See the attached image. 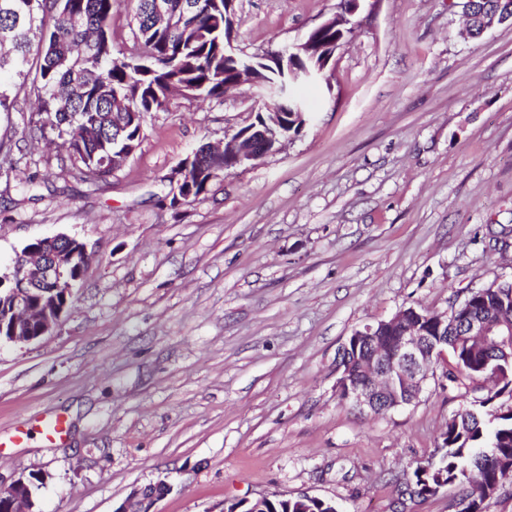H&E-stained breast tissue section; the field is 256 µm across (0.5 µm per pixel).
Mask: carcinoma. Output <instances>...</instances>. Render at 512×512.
I'll list each match as a JSON object with an SVG mask.
<instances>
[{"label":"carcinoma","instance_id":"1","mask_svg":"<svg viewBox=\"0 0 512 512\" xmlns=\"http://www.w3.org/2000/svg\"><path fill=\"white\" fill-rule=\"evenodd\" d=\"M131 25L135 50L114 51V0H0V76L5 72L37 90L36 129L52 133L71 167L85 177L112 175V152L140 145L144 130L123 120L122 112L146 116L168 110L181 90L190 99L221 102L224 86L233 83L241 63L266 68L264 102L288 107V95L271 90L279 83L267 52L233 57L224 51V0H165L167 21L154 20V0H133ZM473 14L507 7L505 0H462ZM315 41L327 53L340 45L333 28H322ZM417 310L424 335L448 352L451 368L441 373L448 385L476 390L491 369L499 384L474 404L451 416L437 445L426 458L411 464L394 482L396 497L414 502L432 498L448 485L459 490L458 512H484V504L503 480H512V359L491 344L467 341L469 319L512 324V279L479 289L437 329ZM373 359L365 345L349 353L350 372L364 386L371 379L363 365ZM331 502L272 497L267 512H329Z\"/></svg>","mask_w":512,"mask_h":512}]
</instances>
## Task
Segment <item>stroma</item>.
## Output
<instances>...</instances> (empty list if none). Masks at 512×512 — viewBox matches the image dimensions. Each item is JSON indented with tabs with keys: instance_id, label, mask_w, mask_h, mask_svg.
Segmentation results:
<instances>
[{
	"instance_id": "stroma-1",
	"label": "stroma",
	"mask_w": 512,
	"mask_h": 512,
	"mask_svg": "<svg viewBox=\"0 0 512 512\" xmlns=\"http://www.w3.org/2000/svg\"><path fill=\"white\" fill-rule=\"evenodd\" d=\"M338 0H237V48L302 38ZM300 87L303 132L165 205L192 149L249 124V87L152 113L126 165L89 183L33 137L27 90L0 112V270L77 237L89 260L57 328L0 344V481L39 475L36 512H154L306 493L392 512L393 480L477 398L429 380L383 415L342 401L336 354L400 308L440 312L512 262V27L463 36L450 0H377ZM59 418L62 438L43 423ZM170 490L171 485L165 479L143 487H135L114 512H151L154 501L168 494Z\"/></svg>"
}]
</instances>
